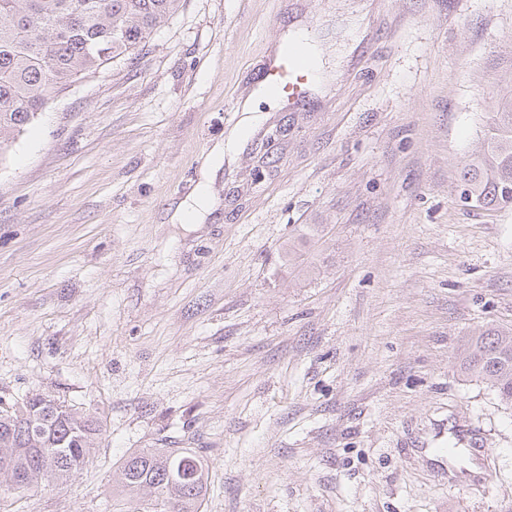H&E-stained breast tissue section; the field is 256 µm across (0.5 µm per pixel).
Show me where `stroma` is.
<instances>
[{
	"mask_svg": "<svg viewBox=\"0 0 512 512\" xmlns=\"http://www.w3.org/2000/svg\"><path fill=\"white\" fill-rule=\"evenodd\" d=\"M297 27L321 88L212 159ZM510 98L512 0H181L58 95L0 163V395L76 405L102 441L0 512H112L136 448L206 457L202 512H507L512 408L457 353L512 325V209L457 180ZM207 171L218 207L175 223ZM458 420L490 457L429 462Z\"/></svg>",
	"mask_w": 512,
	"mask_h": 512,
	"instance_id": "obj_1",
	"label": "stroma"
}]
</instances>
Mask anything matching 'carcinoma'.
<instances>
[{
    "instance_id": "obj_1",
    "label": "carcinoma",
    "mask_w": 512,
    "mask_h": 512,
    "mask_svg": "<svg viewBox=\"0 0 512 512\" xmlns=\"http://www.w3.org/2000/svg\"><path fill=\"white\" fill-rule=\"evenodd\" d=\"M179 2L0 0V161L53 95L132 52ZM459 181L464 203L512 208V101L495 113ZM458 366L512 406V328L472 330ZM100 434L99 422L48 395L0 396V478L23 493L73 478L93 463ZM119 472L112 512L134 496L136 512H201L208 463L191 448H138Z\"/></svg>"
}]
</instances>
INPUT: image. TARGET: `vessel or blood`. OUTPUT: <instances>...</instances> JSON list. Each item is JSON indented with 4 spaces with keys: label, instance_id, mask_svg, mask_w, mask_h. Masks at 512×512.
Wrapping results in <instances>:
<instances>
[{
    "label": "vessel or blood",
    "instance_id": "1",
    "mask_svg": "<svg viewBox=\"0 0 512 512\" xmlns=\"http://www.w3.org/2000/svg\"><path fill=\"white\" fill-rule=\"evenodd\" d=\"M260 79L266 92L291 109L309 99L315 73L301 51L288 44L270 51Z\"/></svg>",
    "mask_w": 512,
    "mask_h": 512
}]
</instances>
